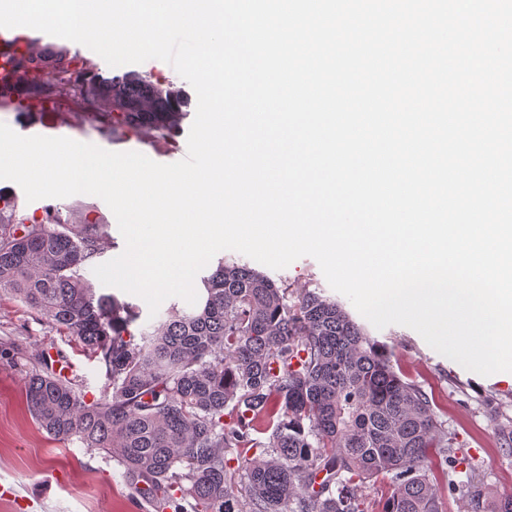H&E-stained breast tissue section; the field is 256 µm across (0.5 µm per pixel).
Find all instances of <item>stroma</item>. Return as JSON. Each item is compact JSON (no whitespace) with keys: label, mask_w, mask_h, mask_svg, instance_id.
<instances>
[{"label":"stroma","mask_w":512,"mask_h":512,"mask_svg":"<svg viewBox=\"0 0 512 512\" xmlns=\"http://www.w3.org/2000/svg\"><path fill=\"white\" fill-rule=\"evenodd\" d=\"M56 97L67 102V109L30 113L22 97L15 106L0 107V122L23 136L47 137L52 126L65 124L73 140L110 151H137L162 164L179 160L191 127L190 121H183L171 145L146 131H131L115 141L102 133L72 92L63 89ZM0 190L29 217H42L50 207L87 206L92 216L108 226L102 261L117 257L125 248L113 213L99 197L81 194L30 202L17 184L5 180H0ZM255 269L294 289L316 288L327 296L333 293L318 262L309 256L280 270L260 263ZM349 315L384 346L403 380L416 384L432 399L439 421L456 438L463 461L449 466L447 475L439 479L444 487L445 512H471L468 498L446 490L447 484L470 481L481 487L484 507L491 512L498 495L512 486V449L502 447L499 440L500 427H512V372L478 375L439 354L411 328L390 325L378 329L357 310H350ZM4 348L14 349L17 357L12 361L0 359V485L14 487L18 495L0 499V512H98L103 501L111 512H142V501L111 454L87 450L76 441L63 443L50 438L26 407L24 380L42 353L66 356L72 366L71 379L89 401L101 398L108 384L100 363L61 336L44 316L8 294H0V350Z\"/></svg>","instance_id":"stroma-1"}]
</instances>
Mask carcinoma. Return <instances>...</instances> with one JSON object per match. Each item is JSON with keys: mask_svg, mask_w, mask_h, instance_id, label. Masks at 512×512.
I'll return each instance as SVG.
<instances>
[{"mask_svg": "<svg viewBox=\"0 0 512 512\" xmlns=\"http://www.w3.org/2000/svg\"><path fill=\"white\" fill-rule=\"evenodd\" d=\"M12 68L32 97L54 93L43 75L55 72L114 136L171 139L190 104L158 94L150 75L103 78L64 47L22 53ZM107 241L108 225L80 206L32 221L0 197V293L98 358L111 389L88 403L56 371L64 355H41L25 389L39 428L112 454L156 512H368L362 491L380 477L391 492L378 512H443L437 472L457 460L454 437L341 304L306 288L290 304L287 287L223 261L196 308L173 306L136 335L139 310L84 275ZM451 490L482 512L479 487Z\"/></svg>", "mask_w": 512, "mask_h": 512, "instance_id": "1", "label": "carcinoma"}]
</instances>
